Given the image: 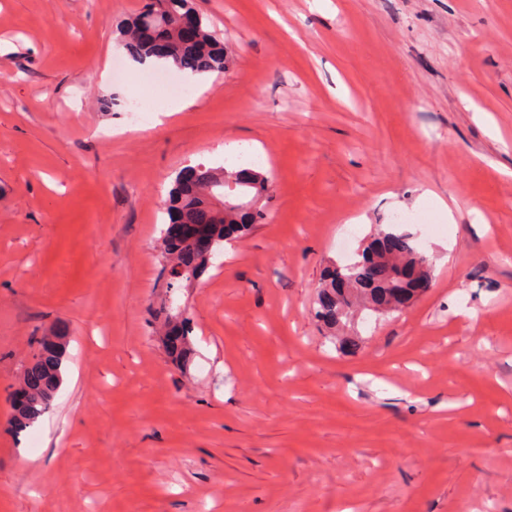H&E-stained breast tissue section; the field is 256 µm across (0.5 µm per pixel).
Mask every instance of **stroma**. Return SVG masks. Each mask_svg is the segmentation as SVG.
Returning a JSON list of instances; mask_svg holds the SVG:
<instances>
[{
	"label": "stroma",
	"mask_w": 512,
	"mask_h": 512,
	"mask_svg": "<svg viewBox=\"0 0 512 512\" xmlns=\"http://www.w3.org/2000/svg\"><path fill=\"white\" fill-rule=\"evenodd\" d=\"M192 6L231 60L211 79L136 68L141 0H0V512H512V0ZM136 88L155 105L133 128ZM229 142L266 217L170 289L164 200ZM400 215L432 286L338 354L323 273ZM59 330L69 380L16 432ZM181 316L176 324H172L171 317ZM159 336H163V343L168 354L177 361H186L192 351V341L182 313L172 305L166 307L165 318L159 328Z\"/></svg>",
	"instance_id": "35a3bbf8"
}]
</instances>
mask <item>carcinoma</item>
<instances>
[{
    "label": "carcinoma",
    "mask_w": 512,
    "mask_h": 512,
    "mask_svg": "<svg viewBox=\"0 0 512 512\" xmlns=\"http://www.w3.org/2000/svg\"><path fill=\"white\" fill-rule=\"evenodd\" d=\"M192 10L189 0H146L134 20L125 25L121 37L129 54L139 60L153 57V47L139 36V24L154 11L167 21L170 42L168 62L177 70L201 75L225 69L229 58L215 32L199 18V30L194 38L181 37L178 17ZM226 169L202 164L186 166L175 176L166 207L172 224H193L199 237L175 239L165 229L159 242L161 257L168 270L169 287L181 288L202 272L212 258L224 248V242L241 237L254 224L264 220L262 209L253 208L254 202L268 188V179L260 172L239 169L233 176L234 193L224 187ZM421 262L424 275L431 274L429 260L419 253L410 234L394 228L379 231L377 237L361 253V258L333 268L325 283L319 287L313 303L316 320L333 332L338 349L356 352L365 344L362 336H353L347 328L367 316L377 318L393 315L389 311L390 298L403 296V307L416 300L407 289L397 287L399 270ZM181 315L173 306L166 307L165 318L159 328L168 354L184 361L192 351V341L185 319L171 323ZM65 342L31 362L24 373V382L32 394L23 406H13L14 421L20 428L35 423L48 409L61 382V363Z\"/></svg>",
    "instance_id": "carcinoma-1"
}]
</instances>
